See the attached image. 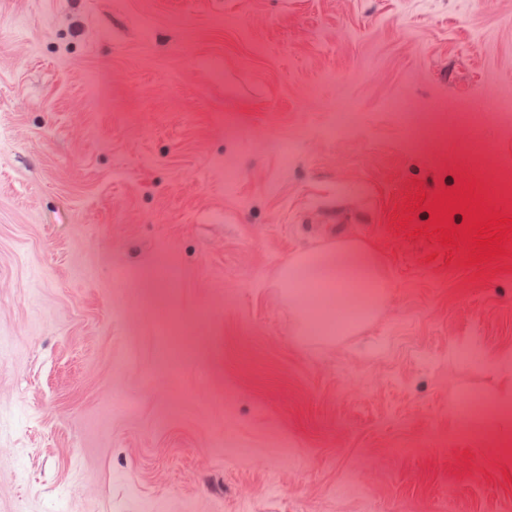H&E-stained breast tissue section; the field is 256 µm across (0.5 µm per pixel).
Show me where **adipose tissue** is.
Returning a JSON list of instances; mask_svg holds the SVG:
<instances>
[{"mask_svg": "<svg viewBox=\"0 0 512 512\" xmlns=\"http://www.w3.org/2000/svg\"><path fill=\"white\" fill-rule=\"evenodd\" d=\"M300 335L347 336L370 323L384 304L389 282L375 250L364 241L339 242L293 256L279 272ZM497 386L482 423L512 463V356L497 357Z\"/></svg>", "mask_w": 512, "mask_h": 512, "instance_id": "1", "label": "adipose tissue"}]
</instances>
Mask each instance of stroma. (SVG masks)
Segmentation results:
<instances>
[{
    "mask_svg": "<svg viewBox=\"0 0 512 512\" xmlns=\"http://www.w3.org/2000/svg\"><path fill=\"white\" fill-rule=\"evenodd\" d=\"M506 100L512 0H0V512H512L462 426L512 353ZM465 185L492 260L428 228ZM339 240L388 299L301 336L279 270Z\"/></svg>",
    "mask_w": 512,
    "mask_h": 512,
    "instance_id": "35a3bbf8",
    "label": "stroma"
}]
</instances>
